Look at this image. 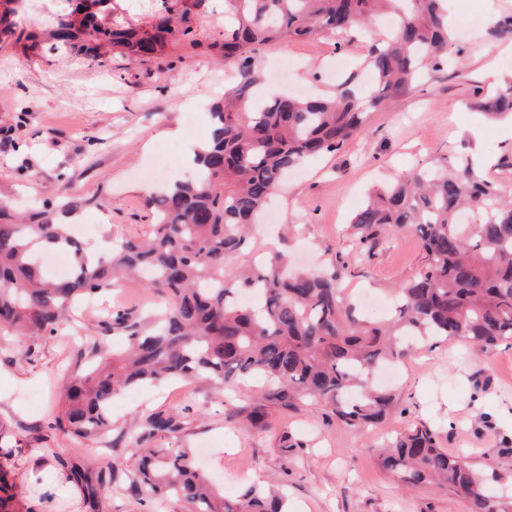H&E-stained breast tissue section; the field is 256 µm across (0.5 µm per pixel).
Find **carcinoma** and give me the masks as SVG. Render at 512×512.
<instances>
[{
    "label": "carcinoma",
    "mask_w": 512,
    "mask_h": 512,
    "mask_svg": "<svg viewBox=\"0 0 512 512\" xmlns=\"http://www.w3.org/2000/svg\"><path fill=\"white\" fill-rule=\"evenodd\" d=\"M446 0H224L228 21L218 44L235 80L212 117L211 138L194 150L200 177L174 180L152 195L156 224L144 240H123L111 256L94 258L69 232L76 207L61 203L25 215L0 202V332L48 340L68 324L78 303L108 292L123 274L140 277L160 297L153 317L114 308L99 336H84V363L59 391L50 428L78 441L106 437L112 401L144 383L193 381L227 385L261 377L263 397L247 413L253 428L269 425L270 409L299 405L329 411L353 430L381 423L394 404L378 387L380 364L406 354L407 337L433 345L463 340L478 351L512 346V192L482 178L471 163L447 159L409 169L376 190L353 218L360 242L387 229L417 234L426 264L396 291V316L374 325L357 312L337 272L293 270L281 250L255 267L224 272V258L245 247L248 226L304 158L333 153L364 130L392 98L448 66ZM151 27H136L114 0H74L52 18L57 49L100 60L105 47L133 59L162 54L170 44L196 42L192 14L178 0H160ZM0 10V27L37 55L44 41ZM334 37L363 49L373 80L350 74L323 98L262 88L259 47L288 39ZM475 109L512 121V78L479 97ZM66 249L73 271L44 275L39 254ZM121 338L125 349L102 341ZM183 417L154 411L134 434L133 462L95 466L52 452L65 480L79 488L85 512H100L118 474L148 498H175L190 512H288L286 496L257 485L226 498L183 448L141 452L139 445L181 432ZM380 466L406 488L435 486L470 502L472 512H512L497 477L440 447L435 429L409 426L377 449Z\"/></svg>",
    "instance_id": "obj_1"
}]
</instances>
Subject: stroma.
I'll return each instance as SVG.
<instances>
[{
  "label": "stroma",
  "instance_id": "stroma-1",
  "mask_svg": "<svg viewBox=\"0 0 512 512\" xmlns=\"http://www.w3.org/2000/svg\"><path fill=\"white\" fill-rule=\"evenodd\" d=\"M194 13L197 44L167 47L145 62L116 51L101 64L0 45V200L42 204L66 193L80 206L88 248L148 235L157 156L169 155L168 179L182 178L183 153L209 137L210 109L229 78L215 48L224 38V0H199ZM448 15L456 66L393 98L340 150L290 172L269 206L272 221L254 225L248 249L226 258V272L275 246L296 266L341 271L353 296L366 291L388 301L423 268L425 254L409 232L360 243L351 220L369 190L445 157L470 158L482 175L512 190V124L487 121L473 107L475 88L499 89L512 72V39L490 33L497 19L512 15V0H448ZM358 54L357 46L318 36L266 45L257 62L268 88L321 94L340 78L337 60ZM110 302L137 312L157 304L139 281L124 280L111 298L81 308L84 334H98ZM75 362L73 342L62 334L28 357L16 340L0 338V425L12 435L11 454L0 455L7 512H79L80 493L70 486L56 485L55 507L40 499L36 475L50 479L57 468L48 449L117 462L130 455L124 441L80 446L51 430L59 388ZM391 371L394 409L365 431L312 406L274 411L268 429L253 428L246 415L260 395L258 380L242 381L233 394L189 381L143 386L113 402L112 421L115 429L132 430L149 409L186 414L184 430L162 447L203 449L197 466L228 496L250 483L283 482L290 512H471L467 501L446 492L401 488L380 467L373 446L416 422L435 426L441 446L468 455L475 468L494 465L512 492V347L476 356L458 340L415 342ZM284 437L292 444L286 452ZM105 512L187 508L173 498L140 500L119 482Z\"/></svg>",
  "mask_w": 512,
  "mask_h": 512
}]
</instances>
